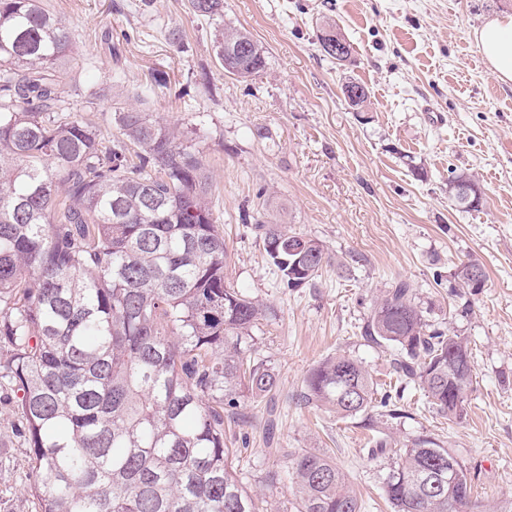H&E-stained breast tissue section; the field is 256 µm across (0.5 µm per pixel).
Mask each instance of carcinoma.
<instances>
[{
  "mask_svg": "<svg viewBox=\"0 0 512 512\" xmlns=\"http://www.w3.org/2000/svg\"><path fill=\"white\" fill-rule=\"evenodd\" d=\"M196 16L221 22L224 0H188ZM249 55H237L242 42ZM214 46L224 72L264 69L250 34L224 27ZM73 48L67 27L40 0H0V377L15 388L30 448L29 489L39 512H266L224 443V417L241 397L275 394L273 367L251 360L253 328L274 310L226 280L227 251L200 151L184 133L136 107L115 113L104 137L61 105ZM348 99L367 111L362 83ZM448 200L476 210L464 174ZM264 243L298 237L254 219ZM305 285L331 266L321 243L301 237ZM456 286L474 294L468 268ZM364 335L392 347L397 379L418 386L453 421L473 386L467 342L430 331L413 289L392 282ZM378 384L339 354L305 380L303 399L339 418L367 411ZM284 470L295 512H361L346 475L324 453L296 448ZM456 466L448 475V461ZM394 512H464L467 468L430 435L399 449L383 479Z\"/></svg>",
  "mask_w": 512,
  "mask_h": 512,
  "instance_id": "carcinoma-1",
  "label": "carcinoma"
}]
</instances>
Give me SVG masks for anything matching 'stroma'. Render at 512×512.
<instances>
[{
	"label": "stroma",
	"instance_id": "35a3bbf8",
	"mask_svg": "<svg viewBox=\"0 0 512 512\" xmlns=\"http://www.w3.org/2000/svg\"><path fill=\"white\" fill-rule=\"evenodd\" d=\"M43 2L74 39L65 101L106 136L117 101L136 93L153 118L179 125L212 177L228 279L275 311L254 334L278 395L245 399L243 419L224 423L227 447L241 451L237 472L268 512L293 499L287 484L264 483L285 464L270 447L331 454L365 512H391L389 461L366 450L383 439L393 452L422 433L464 462L479 512L512 502V84L487 70L474 39L487 19L512 13V0H224L225 25L247 31L266 57L244 80L219 66L214 26L187 0ZM328 22L350 42L351 63L321 53ZM348 81L369 88V111L348 104ZM453 173L474 179L480 208L450 205ZM253 209L349 260L345 276L327 269L315 287H287L259 231L241 221ZM471 259L487 282L462 296L452 273ZM396 279L413 288L431 329L469 344L475 380L462 418L443 419L414 385L344 420L299 403L309 372L336 354L390 381L389 349L361 328ZM30 473L17 395L0 379V512H37Z\"/></svg>",
	"mask_w": 512,
	"mask_h": 512
}]
</instances>
